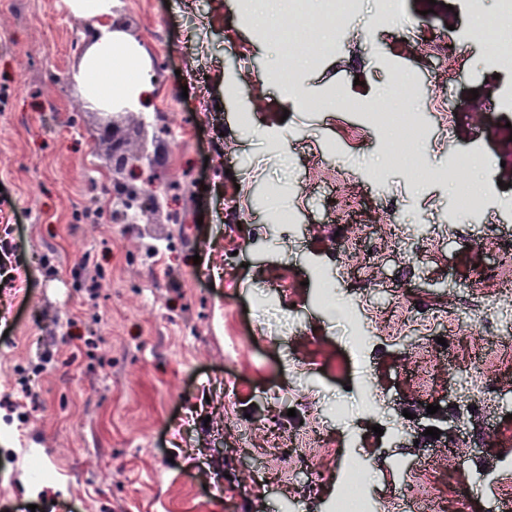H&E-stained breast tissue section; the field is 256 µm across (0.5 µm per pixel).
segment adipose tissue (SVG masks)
<instances>
[{
	"instance_id": "adipose-tissue-1",
	"label": "adipose tissue",
	"mask_w": 512,
	"mask_h": 512,
	"mask_svg": "<svg viewBox=\"0 0 512 512\" xmlns=\"http://www.w3.org/2000/svg\"><path fill=\"white\" fill-rule=\"evenodd\" d=\"M69 8L93 18L95 38L73 76L76 91L88 103L103 109L119 104L132 111H149L155 82L144 48L114 29L115 0H67Z\"/></svg>"
}]
</instances>
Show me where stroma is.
Here are the masks:
<instances>
[{"mask_svg": "<svg viewBox=\"0 0 512 512\" xmlns=\"http://www.w3.org/2000/svg\"><path fill=\"white\" fill-rule=\"evenodd\" d=\"M497 9L498 0H482L475 17L463 0H395L376 24L371 0H360L334 49L291 81L262 85L253 110L243 104L247 85L225 91V62L253 80L287 59L243 24L238 0H124L122 29L155 77L154 124L181 133L179 143L163 139L170 161L158 171L181 186V224L111 218L112 185L100 180L111 143L94 135L102 112L72 91L92 19L66 0L0 9V240L12 246L15 276L0 283V512H330L344 490L338 460H323L314 489L281 461L286 435L303 428L367 460L369 500L401 503L407 464L426 462L442 484L468 487L472 512H485L489 490L476 474L512 479V406L479 404L463 423L485 438L491 420L484 454L455 447L445 432L383 447L374 427H396L425 404L406 374L412 361L402 346L376 343L367 370L346 368L350 328L319 295L336 277L328 197L361 198L353 221L371 225L383 252L369 271L374 287L335 289L336 304L357 318L366 299L388 310L405 238L447 223L449 154L485 143L482 165L461 171L478 188L512 165V110H494L490 131L470 117L488 107L486 88L512 86V73L488 64L491 45L473 35ZM400 74L413 86L406 105L393 88ZM334 95L356 110L312 109ZM444 98L454 108L447 127L434 110ZM405 108L421 115L416 149L434 177L411 178L400 133L363 119ZM499 196L501 206L480 202L459 215L468 241L450 236L432 249L419 294L453 306L490 272L473 241L512 238V186ZM231 197L237 208L228 211ZM392 202L398 230L382 222ZM234 223L248 250L225 246ZM312 355L318 370H289V357ZM366 385L389 397L379 412L365 409ZM230 386L237 402L228 413ZM297 386L312 400L292 397Z\"/></svg>", "mask_w": 512, "mask_h": 512, "instance_id": "stroma-1", "label": "stroma"}]
</instances>
